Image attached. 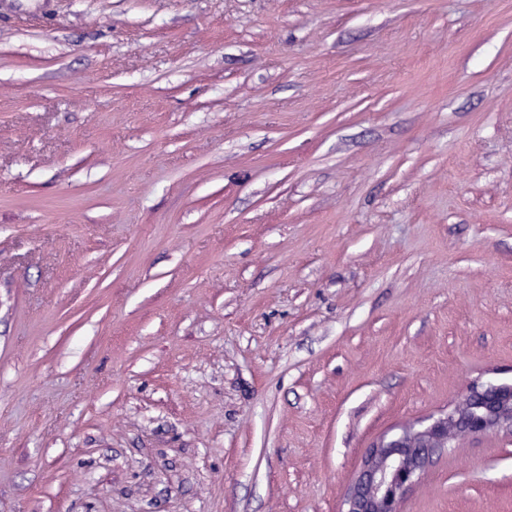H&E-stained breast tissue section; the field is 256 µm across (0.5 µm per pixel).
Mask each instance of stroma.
<instances>
[{
	"label": "stroma",
	"mask_w": 512,
	"mask_h": 512,
	"mask_svg": "<svg viewBox=\"0 0 512 512\" xmlns=\"http://www.w3.org/2000/svg\"><path fill=\"white\" fill-rule=\"evenodd\" d=\"M512 386V0H0V512H346ZM401 512H512V435ZM500 430L512 433L511 388L473 386L453 411L374 445L348 491L346 512H401L406 491L442 448L461 436Z\"/></svg>",
	"instance_id": "stroma-1"
}]
</instances>
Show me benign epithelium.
<instances>
[{
    "instance_id": "1",
    "label": "benign epithelium",
    "mask_w": 512,
    "mask_h": 512,
    "mask_svg": "<svg viewBox=\"0 0 512 512\" xmlns=\"http://www.w3.org/2000/svg\"><path fill=\"white\" fill-rule=\"evenodd\" d=\"M500 430L512 433V390L495 385L472 387L453 411L374 445L348 491L347 512H401L406 491L435 454L461 436Z\"/></svg>"
}]
</instances>
